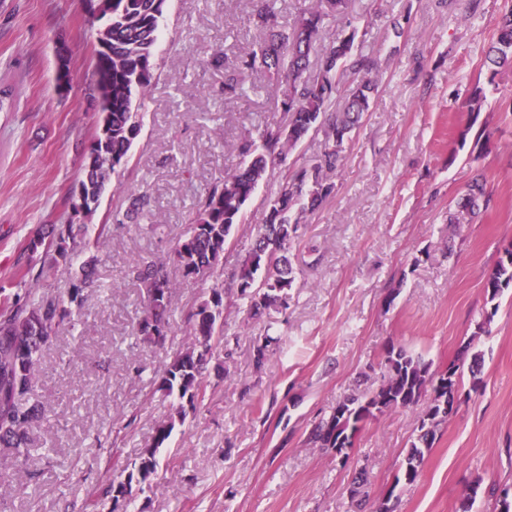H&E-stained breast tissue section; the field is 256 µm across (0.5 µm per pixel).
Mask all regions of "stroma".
<instances>
[{
	"label": "stroma",
	"mask_w": 512,
	"mask_h": 512,
	"mask_svg": "<svg viewBox=\"0 0 512 512\" xmlns=\"http://www.w3.org/2000/svg\"><path fill=\"white\" fill-rule=\"evenodd\" d=\"M512 0H351L333 30L379 63L378 92L345 142L335 192L306 215L290 248L296 279L288 305L246 321L224 299V354L203 374L206 396L176 425L161 468L131 512H359L350 488L365 470L370 501L393 493L394 512H458L473 479L471 512H493L512 487V288L488 300L487 279L512 249V68L485 55L493 23ZM256 0H168L156 76L128 170L112 179L88 233L98 258L81 322L40 364L33 398L47 417L34 431L44 451L25 466L0 460V512H91L148 446L171 400L156 380L188 340L187 317L204 283L184 281L172 260L206 188L238 162L236 147L263 121L287 123L280 96L251 76L224 96V65L250 48ZM405 21L402 36L392 25ZM68 47L70 85L57 90L56 51ZM94 35L84 0H0V287L14 292L31 258L25 246L63 222L96 132L91 90ZM477 110L468 99L475 88ZM323 134L277 164L236 226L217 269L231 282L289 165L316 162ZM490 202L472 223L448 221L474 175ZM151 215L119 225L131 193ZM169 259L177 288L164 345L137 339L143 288L136 261ZM491 316L489 334L475 327ZM268 335V359L253 345ZM441 370L469 345L483 355L479 388L463 382L456 412L439 428L416 482L395 485L424 405L366 422L347 462L307 441L346 398L378 387L388 346Z\"/></svg>",
	"instance_id": "stroma-1"
}]
</instances>
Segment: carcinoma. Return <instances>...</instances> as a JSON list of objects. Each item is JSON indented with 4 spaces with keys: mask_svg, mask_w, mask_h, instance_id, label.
<instances>
[{
    "mask_svg": "<svg viewBox=\"0 0 512 512\" xmlns=\"http://www.w3.org/2000/svg\"><path fill=\"white\" fill-rule=\"evenodd\" d=\"M167 0H100L102 14L112 22V53L95 49L97 81L94 90L112 95V112L106 121L109 135L96 134L82 161L83 177L78 187L88 200L80 213L70 209L63 224L51 225V239L41 234L29 240L26 251L41 255L40 267H29L20 288L0 306V456L18 464L31 454V429L43 417L42 408L31 400L42 356L57 339L56 333L74 325L85 301V290L94 287L95 260L90 258L71 270V286L64 296H50L40 282L67 261L89 232V225L75 219L89 218L97 210L106 183L122 174L132 159L134 140L143 123L144 100L155 79V47ZM276 0H261L256 13L259 35L251 48L239 56L238 64L224 70V95L246 93L247 78L262 77L266 85L281 93L288 112V128L266 122L256 129L257 138H246L237 150L240 164L211 185L199 201L189 224L178 240L174 257L183 278L204 282L211 278L224 256V248L236 225L245 221L247 205L266 180L269 168L284 152L294 150L312 131L323 132L328 150L313 166H294L279 183L268 202L264 223L259 225L251 251L232 276V287L240 308L249 320L266 311L287 305L288 289L294 282L288 248L298 238L301 220L314 213L335 191L330 174L341 161L342 146L369 110L377 92L373 79L376 61L372 54L355 46L356 32L341 31L324 41L325 20L344 15L349 0H312L309 7L283 23L275 10ZM495 66L512 63V9L494 24L492 42L486 53ZM359 78L346 104L336 110L341 75ZM486 180L474 178L456 201L452 224H463L480 206L489 202ZM149 205L145 194L132 195L125 212L135 224ZM137 279L144 287L143 315L136 336L159 344L170 325L172 297L177 285L171 280L168 262L162 259L136 265ZM512 287V250L507 249L489 276L486 292L494 300ZM224 283L214 281L208 299L189 314L190 342L163 369L156 391L179 401L175 412L161 421L149 447L125 469L126 480L110 484L111 504L97 501L96 512H118L122 501L150 486L157 476L158 448L169 439L175 425L184 422L186 408H196L205 397L204 366L224 341ZM482 356L465 345L458 362L442 371L390 346L384 356L386 374L378 388L351 396L336 405L335 412L310 431V443L329 452L336 443L353 446V439L369 419L391 409H408L427 395L429 402L415 428L416 435L406 450L394 485L414 483L426 455L433 448L438 427L456 410L463 370H468L472 387L481 383Z\"/></svg>",
    "mask_w": 512,
    "mask_h": 512,
    "instance_id": "carcinoma-1",
    "label": "carcinoma"
}]
</instances>
